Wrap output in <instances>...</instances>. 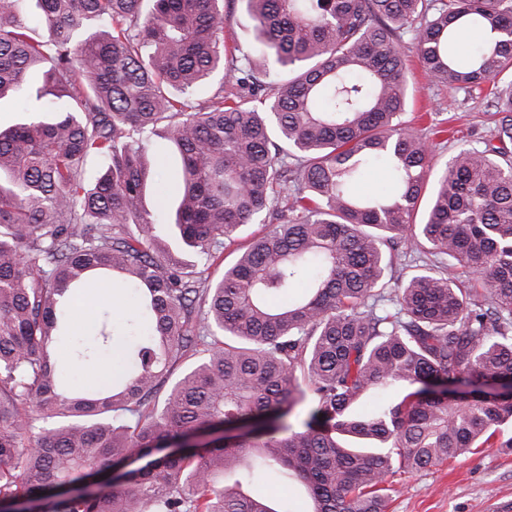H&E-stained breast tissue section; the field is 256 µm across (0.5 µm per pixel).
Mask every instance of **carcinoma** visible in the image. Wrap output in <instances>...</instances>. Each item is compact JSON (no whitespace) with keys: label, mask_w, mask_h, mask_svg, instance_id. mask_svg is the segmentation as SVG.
Listing matches in <instances>:
<instances>
[{"label":"carcinoma","mask_w":512,"mask_h":512,"mask_svg":"<svg viewBox=\"0 0 512 512\" xmlns=\"http://www.w3.org/2000/svg\"><path fill=\"white\" fill-rule=\"evenodd\" d=\"M27 2L0 0V99L44 78L0 129V502L285 512L244 490L273 473L309 512H386L391 477L512 448V397L485 391L512 380V0H243L262 63L227 68L224 0ZM410 29L433 81L491 84L498 116L437 174L405 112ZM374 167L388 190L357 193ZM85 288L132 298L73 342L112 360L90 393L55 362Z\"/></svg>","instance_id":"1"}]
</instances>
